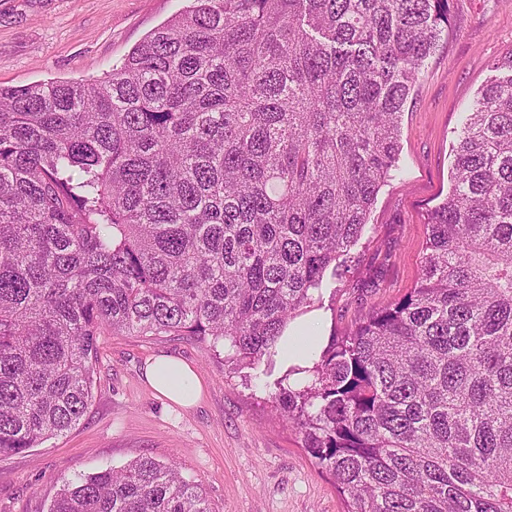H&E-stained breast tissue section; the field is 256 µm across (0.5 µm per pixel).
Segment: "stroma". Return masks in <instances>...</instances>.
<instances>
[{
	"label": "stroma",
	"instance_id": "obj_1",
	"mask_svg": "<svg viewBox=\"0 0 512 512\" xmlns=\"http://www.w3.org/2000/svg\"><path fill=\"white\" fill-rule=\"evenodd\" d=\"M452 32L426 61L400 120L401 177L382 187L343 279L327 277L315 309L343 335L403 296L421 274L430 211L451 186L462 121L512 55V0H451ZM186 0H0V85L103 77ZM92 398L79 424L36 448L0 457V512H47L62 478L138 456L175 464L201 484L211 512H347L334 478L273 409L276 374L230 372L194 336L104 334ZM168 355L201 378L179 407L146 383L147 359Z\"/></svg>",
	"mask_w": 512,
	"mask_h": 512
}]
</instances>
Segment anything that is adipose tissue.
I'll list each match as a JSON object with an SVG mask.
<instances>
[{"label":"adipose tissue","mask_w":512,"mask_h":512,"mask_svg":"<svg viewBox=\"0 0 512 512\" xmlns=\"http://www.w3.org/2000/svg\"><path fill=\"white\" fill-rule=\"evenodd\" d=\"M284 350L289 364L308 366L324 345V335L316 320L296 319L284 332ZM144 375L148 384L163 398L177 406H195L201 395V379L194 369L180 359L159 356L148 361Z\"/></svg>","instance_id":"1"}]
</instances>
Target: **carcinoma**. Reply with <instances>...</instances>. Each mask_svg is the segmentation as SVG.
I'll return each instance as SVG.
<instances>
[{
  "label": "carcinoma",
  "mask_w": 512,
  "mask_h": 512,
  "mask_svg": "<svg viewBox=\"0 0 512 512\" xmlns=\"http://www.w3.org/2000/svg\"><path fill=\"white\" fill-rule=\"evenodd\" d=\"M86 82L0 86V456L71 430L97 336H197L272 369L402 173L450 0H191ZM454 148L421 275L330 337L282 417L352 512H512V57ZM48 512H210L152 457Z\"/></svg>",
  "instance_id": "cac0c4a2"
}]
</instances>
